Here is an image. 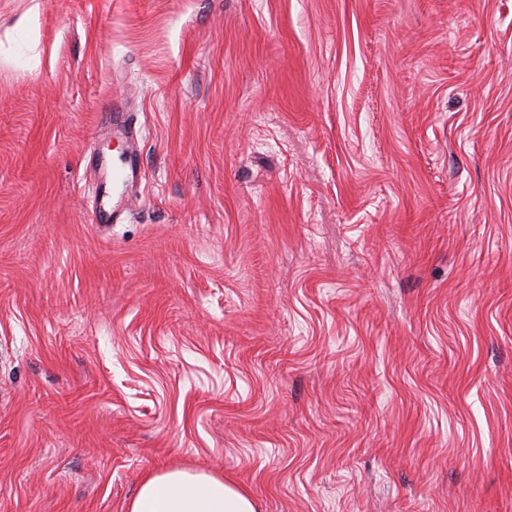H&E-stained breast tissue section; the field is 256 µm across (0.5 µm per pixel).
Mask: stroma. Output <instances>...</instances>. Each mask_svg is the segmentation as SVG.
Wrapping results in <instances>:
<instances>
[{
  "label": "stroma",
  "mask_w": 512,
  "mask_h": 512,
  "mask_svg": "<svg viewBox=\"0 0 512 512\" xmlns=\"http://www.w3.org/2000/svg\"><path fill=\"white\" fill-rule=\"evenodd\" d=\"M169 468L512 512V0H0V512Z\"/></svg>",
  "instance_id": "35a3bbf8"
}]
</instances>
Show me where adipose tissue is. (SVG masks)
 <instances>
[{
	"label": "adipose tissue",
	"instance_id": "ef3b65f1",
	"mask_svg": "<svg viewBox=\"0 0 512 512\" xmlns=\"http://www.w3.org/2000/svg\"><path fill=\"white\" fill-rule=\"evenodd\" d=\"M129 512H259L242 489L207 473L171 469L145 476Z\"/></svg>",
	"mask_w": 512,
	"mask_h": 512
}]
</instances>
